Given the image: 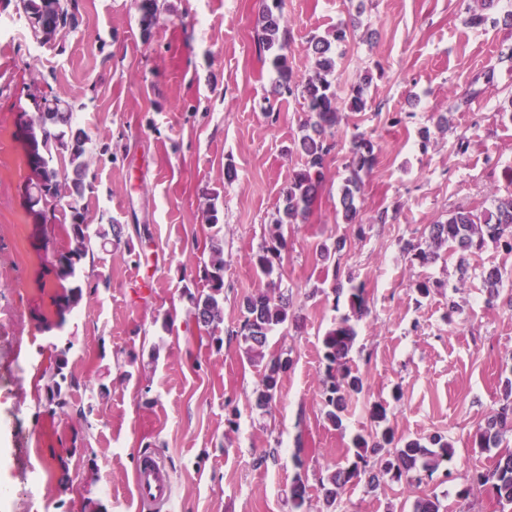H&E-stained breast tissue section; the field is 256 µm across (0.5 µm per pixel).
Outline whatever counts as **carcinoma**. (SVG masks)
Instances as JSON below:
<instances>
[{
    "label": "carcinoma",
    "instance_id": "carcinoma-1",
    "mask_svg": "<svg viewBox=\"0 0 512 512\" xmlns=\"http://www.w3.org/2000/svg\"><path fill=\"white\" fill-rule=\"evenodd\" d=\"M140 23L150 29L157 20L158 0H139ZM20 8L35 36L44 42L57 35H66L78 27V0H20ZM488 16L477 7L467 6L463 22L478 28L486 25ZM284 16L274 13L271 8L263 10L257 32L262 47L273 54V64L279 70L281 83L278 94L290 96L298 93L306 101L309 112L308 125L299 141L304 157L303 166L297 170L282 193V208L278 210L277 227L304 224L311 213L323 181L326 159L335 147L334 129L341 119L342 108L336 95V52L327 39L311 37L309 49L314 58V74L299 81L291 82L286 50L288 43L284 33ZM372 80L369 75L354 87L346 108L351 112L366 109L365 86ZM38 114L21 122L16 119L15 137L21 142L25 165L29 170L26 183L40 180L45 192L42 198L24 200L26 217L32 221V244L41 250V242L55 233L60 218L64 223L68 245L52 254L43 253L41 288L50 289L48 304L35 311V318L47 332L63 330L67 315L83 297L80 278L81 263L94 250H107V246L121 240L122 227L119 224H101L94 234L86 237L81 225L85 224L82 200L88 184L85 182L86 143L88 136L73 132V107L58 98L41 96L33 98ZM62 149L69 154V164L74 178L67 179L54 165L53 152ZM376 145L366 133H356L349 142L347 176L342 187L340 205L341 217L346 224L359 223L357 200L367 175L376 162ZM491 240L505 251L512 253V192L493 200L492 206L481 212L458 208L448 214L447 219L428 225V235L423 241L408 240L403 250L411 254L420 264L436 260L438 251L449 247L460 254L458 271L460 279L469 275L466 255L485 246ZM204 280L209 284L208 292L195 299V319L203 326L217 330L223 324L221 300L224 293V247L218 238L211 239L209 261L202 266ZM487 301L496 302L503 288L501 273L496 268L484 270L480 275ZM348 304L354 317L360 319L368 314L369 308L365 285L348 281ZM245 317L240 336L246 345L250 360L263 364L261 388L256 391L258 406L266 407L274 400L280 375L289 359L279 356L266 357L265 348L269 334L288 322L292 313L289 298L283 294L270 295L269 290L260 289L244 301ZM357 332L351 318L345 316L336 322L324 335V357L328 362L324 380L322 402L326 408L325 417L335 428L343 426V412L348 397L364 389V380L349 365ZM68 365L67 350L56 354L55 364L45 371V397L51 412L68 406L70 388L65 368ZM375 430L354 438L355 460L346 466H339L320 481L326 508H337V500L343 488L353 482L365 481L373 486L379 479L387 477L400 481L412 471L425 473L432 478L441 461L454 453L448 438L434 435L424 443L418 438H402L395 435L386 425V408L381 404L371 407ZM512 432V379L506 380L503 403L485 426L477 429L473 436L476 448L495 447L503 433ZM473 481L490 485L499 501L512 503V451L497 459L493 468L478 472Z\"/></svg>",
    "mask_w": 512,
    "mask_h": 512
}]
</instances>
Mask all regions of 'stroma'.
Returning <instances> with one entry per match:
<instances>
[{
    "label": "stroma",
    "instance_id": "35a3bbf8",
    "mask_svg": "<svg viewBox=\"0 0 512 512\" xmlns=\"http://www.w3.org/2000/svg\"><path fill=\"white\" fill-rule=\"evenodd\" d=\"M159 2L146 33L134 0H79V28L43 44L20 18L19 0H0V467L11 488L0 512H144L133 470L145 453L168 465L171 512H323L320 480L353 460L352 440L373 428L375 403L396 436L440 434L453 444L422 484L441 512H512L484 487L458 496L495 457L472 440L512 379V307L487 304L476 276L459 283L452 252L422 265L402 249L450 211L484 210L512 190L502 176L512 166L504 115L512 62L498 58L512 44L504 22L512 0H494L479 29L462 22L467 0H282L293 80L314 71L309 38L334 40L351 19L336 46L337 93L347 99L367 74L372 82L365 111L342 114L307 223L281 230L288 250L274 276L294 316L267 350L292 364L266 408L254 401L262 368L238 330L244 298L267 285L251 258L280 231L307 106L277 94L271 56L257 41L272 0ZM42 94L73 103L89 138L87 222L123 227L119 245L84 262L92 286L54 342L33 315L45 296L25 220L29 171L13 136L18 112ZM446 112L448 127L436 128L435 115ZM357 132L379 149L356 226L338 210ZM383 210L387 223H376ZM214 237L224 246V322L215 332L196 322L191 302L207 290L199 270ZM339 238L341 274L364 283L369 313L350 353L365 387L349 397L337 430L321 399L322 338L350 309L327 283L319 249ZM421 280L431 282L429 296L418 294ZM59 347L69 350L76 386L69 411L52 414L43 375ZM88 406V423L71 419L70 410ZM298 475L307 481L299 509L291 497ZM415 499L405 481L351 483L337 512H413Z\"/></svg>",
    "mask_w": 512,
    "mask_h": 512
}]
</instances>
